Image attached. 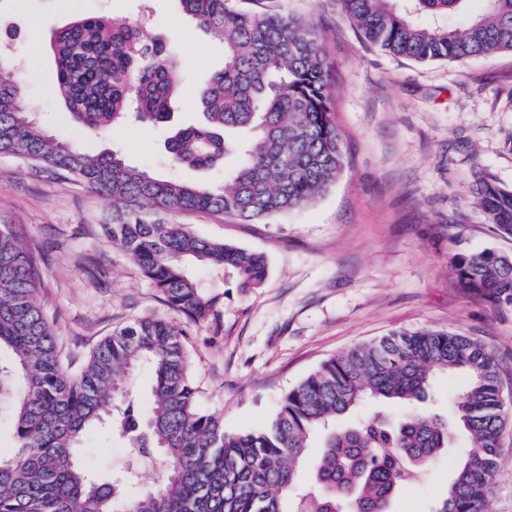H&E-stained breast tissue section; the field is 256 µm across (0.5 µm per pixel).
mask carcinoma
<instances>
[{
	"instance_id": "obj_1",
	"label": "carcinoma",
	"mask_w": 512,
	"mask_h": 512,
	"mask_svg": "<svg viewBox=\"0 0 512 512\" xmlns=\"http://www.w3.org/2000/svg\"><path fill=\"white\" fill-rule=\"evenodd\" d=\"M184 15L224 42V66L197 96L204 121L173 129L174 166L211 169L233 153L240 165L224 185L154 176L119 153L91 156L58 139L22 105L21 78L0 49V154L52 178H73L112 202L106 231L163 296L191 322L214 315L219 297L186 264L235 271L258 288L265 258L149 220V212L206 211L246 223L311 205L337 181L344 154L332 87L311 20L254 11L251 0H178ZM380 50L422 62L512 52V0H339ZM51 48L71 125L98 133L132 116L164 123L179 102L175 58L146 22L78 17L56 30ZM473 194L496 235L512 239V189L479 175ZM461 287L493 308L512 307V253L458 249L449 260ZM41 256L12 225L0 224V405L12 413L16 453L0 455V512H393L411 482L426 476L456 434L467 441L446 494L431 512H485L509 424L496 358L482 341L439 330H395L319 364L293 386L258 431L229 433L196 405L182 330L163 319L127 325L100 340L75 374L37 298ZM141 362L154 371L149 419L120 382ZM439 372L468 384L451 413L416 405ZM366 400L410 407L343 426ZM111 419L131 447L156 455L153 485L133 499L79 466L84 439ZM321 436L310 483L298 481L310 437Z\"/></svg>"
}]
</instances>
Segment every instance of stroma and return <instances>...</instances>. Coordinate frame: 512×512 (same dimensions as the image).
Wrapping results in <instances>:
<instances>
[{"mask_svg":"<svg viewBox=\"0 0 512 512\" xmlns=\"http://www.w3.org/2000/svg\"><path fill=\"white\" fill-rule=\"evenodd\" d=\"M320 24L331 67L332 110L345 166L315 203L262 223L206 211L166 214L201 237L262 254L268 274L242 293L230 270L194 265L200 288L218 296L213 317L192 323L104 231L112 204L71 180L46 177L0 154V224L39 248V299L67 354L81 361L112 331L163 318L184 331L198 408L225 431L264 428L288 389L320 362L396 329L459 332L489 345L512 410V308L496 310L461 288L449 267L459 248L512 252L472 194L478 174L512 187V53L416 62L362 39L337 0H260ZM148 18L180 61V103L170 124L135 120L77 136L54 90L52 32L77 16ZM25 80L24 105L51 134L79 138L91 154L121 153L162 178L220 184L240 162L209 170L173 168L164 142L171 125L200 119L194 102L205 75L224 64L221 41L195 28L177 0H0V36ZM464 452L449 449L423 481L399 495L396 512H430ZM81 463L138 494L152 474L119 434L85 439ZM487 512H512V431L492 477Z\"/></svg>","mask_w":512,"mask_h":512,"instance_id":"1","label":"stroma"}]
</instances>
